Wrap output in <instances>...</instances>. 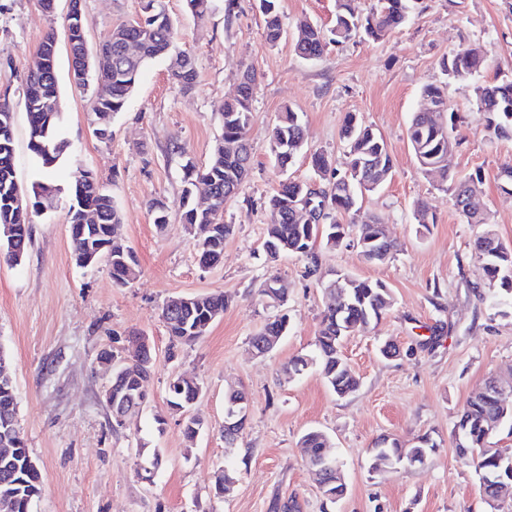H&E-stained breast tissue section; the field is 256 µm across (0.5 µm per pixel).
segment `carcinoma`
Returning <instances> with one entry per match:
<instances>
[{
	"instance_id": "1",
	"label": "carcinoma",
	"mask_w": 512,
	"mask_h": 512,
	"mask_svg": "<svg viewBox=\"0 0 512 512\" xmlns=\"http://www.w3.org/2000/svg\"><path fill=\"white\" fill-rule=\"evenodd\" d=\"M353 0H336V13L329 34L308 22L297 28L294 49L304 59L320 57L327 45V36L340 43L355 33L378 42L402 26L418 9V0H377L376 6L360 15L352 6ZM264 16L267 43L275 47L283 38L277 0H259ZM177 21L166 8V0H144L142 16L132 22L121 23L112 29L103 44L107 62L92 65L83 57L75 61L82 73L80 85L93 86L90 111L98 124L97 133L106 137L110 133L112 119L123 111L128 98L136 90L145 66L157 59L170 61V76L180 91L191 92L196 85L197 71L194 58L178 49L174 43ZM68 40L74 46L83 45L85 19L82 10L68 15ZM137 42V55L126 57L121 47L126 41ZM55 43L54 34L47 35L39 48V61L29 71L25 82V108L29 122V149L38 167L47 171L61 159L66 144L59 139L61 111L59 110V86L55 62L50 50ZM486 58L479 47H471L447 57L439 63L442 73L449 80H466L479 74L485 67ZM246 82L238 95L224 101L219 107L222 134L217 140L208 164L198 169L186 164V187L179 201L181 219L189 226L208 229L199 242V264L203 268L214 266L223 258L224 240L232 232V225L224 223V202L232 190L240 189L249 174L253 152L246 132L253 119L252 101L256 88L254 69L244 70ZM472 94L477 110L483 116L485 128L496 138L512 133V80L502 79L476 83ZM421 97L438 105L448 106L445 87L426 86ZM445 113L416 112L413 114L408 138L415 152L420 169L438 175L441 185L451 201L473 192L474 177L455 180L451 171L455 148L459 144L454 116L444 119ZM14 117L8 107L0 105V224L17 227L16 240L0 242V260L13 266L21 263L32 237L31 215L42 205V199L50 189L44 182L32 184L25 192L18 183L14 169ZM342 135L348 145V170L356 172L358 166L370 159L378 167L376 174L391 170L390 157L384 140L372 128L364 126L355 116L344 120ZM304 146V131L298 113L291 108L283 109L269 137V150L275 167L284 172L293 163ZM311 164L318 176L330 175L327 185L316 190L307 183L284 181L279 190L268 200L272 213L267 225L264 249L270 262L288 254H300L316 260L314 245L321 239L329 247L340 245L349 236V227L342 217H350V223L358 225L356 244L365 254L376 249L384 254L375 257L378 262L391 258L394 245L383 225L370 218L360 217L359 201L363 198L359 186L352 191L340 185L342 175L331 168L328 156L316 151L311 154ZM74 203L69 209V223L73 254L90 251L105 253L104 244L112 243V261L109 262L113 285L124 287L138 274V262L133 251L117 243L122 218L112 197L106 194L87 173L76 177L71 185ZM299 202L304 203L312 214L310 223L292 219L291 212ZM94 212L98 223H82L83 214ZM486 230L475 236L473 247L483 270L492 305L512 301V249L496 242L495 247L485 246ZM325 290L340 298V303H329L322 312L321 329L316 339V353L311 359L296 357L288 369L297 373L313 363L318 367L327 385L342 397L355 391L358 379L340 354L343 341L376 325L393 306L390 290L379 281H368L343 273H330ZM175 305V299L166 302L162 317L169 336V357L178 355L179 349L195 342L210 324L224 313V295L195 296L187 304ZM287 318L282 315L266 323L263 331L251 338L252 348L268 342L270 337L282 336L287 330ZM116 360L112 368V399L116 405L136 403L140 412L147 402L145 383L152 366L149 357L126 361L117 353L103 352L100 358ZM200 387L183 377L169 384L168 406L173 411H185L198 398ZM16 387L8 367L0 368V479L10 477L9 486L0 485V512H31V505L41 491V472L31 457L23 437L8 432V425L16 417ZM491 420L499 425L512 423V405L503 408L499 401L481 392L471 396L455 430L462 435L456 445L459 459L464 464H475L480 484L486 494L493 495L500 486L512 485V464L502 459L498 451L486 448L485 427ZM309 464L316 469L327 457V437L313 429L301 437ZM438 445L428 436H421L409 445L396 439L386 438L372 449L368 472L382 474L405 467H417L436 452ZM235 490V480L223 472L216 476L215 493L230 496ZM346 491L344 475L334 470L326 478L322 496L334 504Z\"/></svg>"
}]
</instances>
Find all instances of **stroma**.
Returning <instances> with one entry per match:
<instances>
[{"label": "stroma", "mask_w": 512, "mask_h": 512, "mask_svg": "<svg viewBox=\"0 0 512 512\" xmlns=\"http://www.w3.org/2000/svg\"><path fill=\"white\" fill-rule=\"evenodd\" d=\"M177 21L175 42L195 59L197 84L185 94L156 60L143 70L124 110L100 137L89 110L91 90L70 79L66 24L68 0L45 13L38 0H0V103L14 115L15 170L23 187L42 179L28 149L23 86L47 33L57 42L56 73L67 148L47 175L56 190L33 216L32 244L20 265L0 264V348L15 372L18 423L40 466L42 491L31 512H275L296 497L300 512H489L473 466L457 457L454 428L469 397L488 378L512 377V306L492 307L483 271L472 251L479 227L466 223L422 173L408 140L422 89L446 83L462 144L453 157L459 179L481 176L476 190L489 227L512 248V138L490 137L473 99L474 81L512 78V0H420L401 27L379 42L362 35L328 43L317 59L294 50L301 22L330 29L336 0H278L285 37L269 46L257 0H237L226 15L215 0L205 17L188 13L185 0H167ZM89 48L116 25L135 18L141 0H82ZM481 46L487 66L477 80L445 82L439 62L468 46ZM258 73L253 121L247 137L253 169L239 194L224 205L233 232L224 258L198 261V239L181 220L185 161L205 166L222 134L218 108L233 97L246 66ZM298 112L304 148L286 172L269 155V130L283 105ZM380 133L392 175L366 194L361 213L384 224L395 250L384 264L366 261L352 240L318 245L317 262L287 255L269 265L263 247L271 220L268 199L283 180L315 181L313 152L333 168L346 167L341 129L346 115ZM90 171L122 215V237L134 251L139 275L112 284L107 260L82 268L72 258L68 226L70 186ZM171 207L157 228L150 210ZM426 204L434 222L415 220ZM379 281L393 296L391 309L365 332L348 337L340 353L359 385L337 396L310 368L291 375L288 361L313 354L321 312L329 298L323 278L331 271ZM283 281L287 300L276 304L260 291L270 274ZM223 294L228 306L208 331L169 359L162 319L174 297ZM287 315L288 332L271 352L249 344L268 320ZM151 344L153 370L142 413L121 428L102 397L106 377L101 351L132 358L129 331ZM394 344L396 356L381 353ZM201 388L190 414L203 427L194 442L183 436V417L171 413L174 377ZM248 395L247 424L234 453L224 448V395ZM319 429L341 464L347 486L326 505L318 478L306 466L300 439ZM429 435L438 444L412 469L370 475L369 451L388 435L405 442ZM229 470L232 496H217L215 475Z\"/></svg>", "instance_id": "35a3bbf8"}]
</instances>
